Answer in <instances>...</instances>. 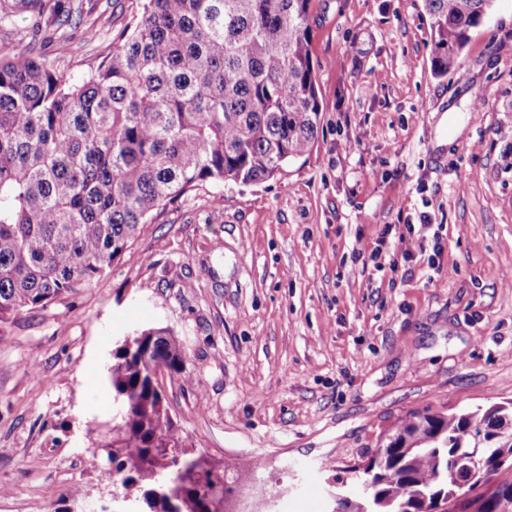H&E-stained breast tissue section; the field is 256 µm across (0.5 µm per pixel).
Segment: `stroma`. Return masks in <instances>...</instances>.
Returning <instances> with one entry per match:
<instances>
[{
  "label": "stroma",
  "instance_id": "stroma-1",
  "mask_svg": "<svg viewBox=\"0 0 512 512\" xmlns=\"http://www.w3.org/2000/svg\"><path fill=\"white\" fill-rule=\"evenodd\" d=\"M134 0H93L66 52L79 79ZM320 128L311 153L251 185H204L74 295L0 324V512H100L123 339L166 327L161 370L190 454L231 506L332 512L351 466L406 414L512 401V0H493L454 70L431 67L424 0H313ZM441 225L442 276L407 223ZM378 259H371L373 249Z\"/></svg>",
  "mask_w": 512,
  "mask_h": 512
}]
</instances>
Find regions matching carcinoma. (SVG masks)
<instances>
[{"label":"carcinoma","instance_id":"cac0c4a2","mask_svg":"<svg viewBox=\"0 0 512 512\" xmlns=\"http://www.w3.org/2000/svg\"><path fill=\"white\" fill-rule=\"evenodd\" d=\"M313 0H137L112 52L73 81L29 50L0 54V323L74 294L112 267L152 214L203 183H258L307 155L320 103ZM493 0H425L434 73L454 69ZM85 0H0V27L65 34ZM109 369L120 422L111 444L122 486H150L137 512H213L177 482L200 459L164 407L150 369L183 373L176 335L140 332ZM484 434L487 465L512 463V402L414 411L366 462L371 512H430L461 481L455 459Z\"/></svg>","mask_w":512,"mask_h":512}]
</instances>
